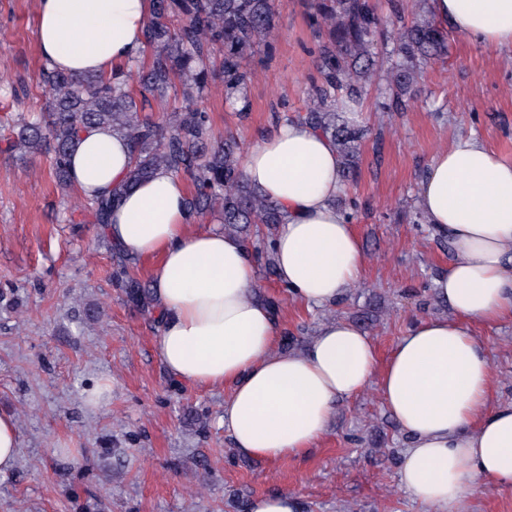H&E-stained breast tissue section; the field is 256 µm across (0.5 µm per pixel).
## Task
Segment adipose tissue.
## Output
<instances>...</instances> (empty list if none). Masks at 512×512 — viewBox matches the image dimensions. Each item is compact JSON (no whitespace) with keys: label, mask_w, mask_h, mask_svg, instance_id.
Masks as SVG:
<instances>
[{"label":"adipose tissue","mask_w":512,"mask_h":512,"mask_svg":"<svg viewBox=\"0 0 512 512\" xmlns=\"http://www.w3.org/2000/svg\"><path fill=\"white\" fill-rule=\"evenodd\" d=\"M431 8L460 35L512 46V0H431ZM151 10L152 0H38L36 40L52 69L118 73L141 56ZM242 170L285 214L272 248L287 297L308 308L339 304L366 259L335 205L343 180L334 145L290 122L256 140ZM131 171L126 139L104 127L82 133L69 164L88 199L123 186ZM186 197L182 177L158 170L127 191L107 231L128 253L157 258L159 359L183 384L228 387L224 432L241 455L267 463L305 454L338 401L374 385L408 438L399 484L428 512H469L477 477L512 486V402L493 403L497 380L474 332L512 318V162L470 134L431 158L417 204L451 246L433 292L452 313L415 321L383 363L372 337L342 317L321 323L302 350L280 351L284 325L256 296L251 247L194 228Z\"/></svg>","instance_id":"obj_1"}]
</instances>
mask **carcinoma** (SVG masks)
Returning a JSON list of instances; mask_svg holds the SVG:
<instances>
[{"label": "carcinoma", "mask_w": 512, "mask_h": 512, "mask_svg": "<svg viewBox=\"0 0 512 512\" xmlns=\"http://www.w3.org/2000/svg\"><path fill=\"white\" fill-rule=\"evenodd\" d=\"M312 8L316 25L326 35L317 60L320 83L307 110L295 120L329 138L341 160L343 181L352 182L366 136L352 113L375 65L372 46L379 17L371 0H313ZM276 19L275 0H152L145 42L156 57L138 70L139 93L129 89L125 74L75 76L46 69L43 78L51 97L45 111L22 119L8 148L52 155L56 184L71 189L68 162L81 133L110 127L127 139L132 154L131 179L123 190L161 168L189 176L194 186L186 199L190 215L203 219L220 213L224 231L252 241L271 272L274 258L261 231L283 223V212L244 179L239 142L232 136L213 141L210 117L197 99L218 51L223 56L224 98L242 102L241 111L247 110L251 72L244 62L272 39ZM447 51L444 30L427 17L399 29L397 60L387 80L396 105H405V98L415 95L420 69ZM175 88L180 89L181 102L171 106L170 91ZM153 101L167 105L161 123L141 115ZM119 196L115 192L87 201L90 223L106 228ZM113 259L127 301L153 317L151 289L129 274L137 258L115 248Z\"/></svg>", "instance_id": "carcinoma-1"}]
</instances>
